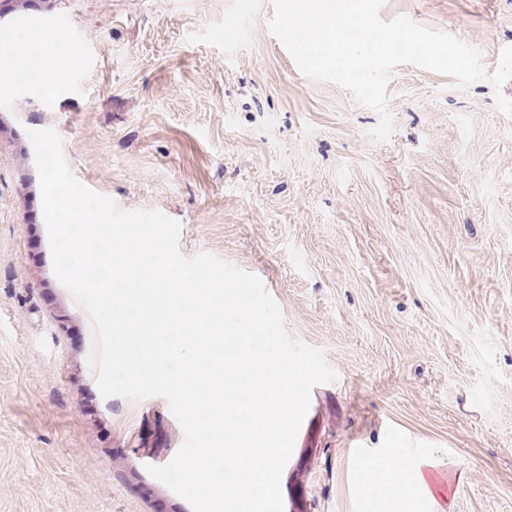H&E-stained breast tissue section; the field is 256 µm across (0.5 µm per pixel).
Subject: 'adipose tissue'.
Returning <instances> with one entry per match:
<instances>
[{
  "label": "adipose tissue",
  "mask_w": 512,
  "mask_h": 512,
  "mask_svg": "<svg viewBox=\"0 0 512 512\" xmlns=\"http://www.w3.org/2000/svg\"><path fill=\"white\" fill-rule=\"evenodd\" d=\"M60 36L49 30H34L26 39L13 43L10 51H0V89H9L16 81L25 80L37 88L61 81L64 69L59 54ZM421 471H408L395 454L378 459L364 474V487L369 491L391 489L406 494L411 487L425 485Z\"/></svg>",
  "instance_id": "ef3b65f1"
}]
</instances>
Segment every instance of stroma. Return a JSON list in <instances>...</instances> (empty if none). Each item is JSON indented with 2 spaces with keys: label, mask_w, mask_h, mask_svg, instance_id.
I'll return each instance as SVG.
<instances>
[{
  "label": "stroma",
  "mask_w": 512,
  "mask_h": 512,
  "mask_svg": "<svg viewBox=\"0 0 512 512\" xmlns=\"http://www.w3.org/2000/svg\"><path fill=\"white\" fill-rule=\"evenodd\" d=\"M273 0H0V33L55 23L83 46L61 83L0 94V512H192L154 479L184 441L167 400L103 397L94 324L53 270L28 131L179 251L256 275L336 382L313 388L284 512H512V81L459 87L405 64L394 132L312 80L267 28ZM478 49L512 46V0H384ZM242 28L234 40L224 31ZM399 450L446 498L362 492Z\"/></svg>",
  "instance_id": "35a3bbf8"
}]
</instances>
